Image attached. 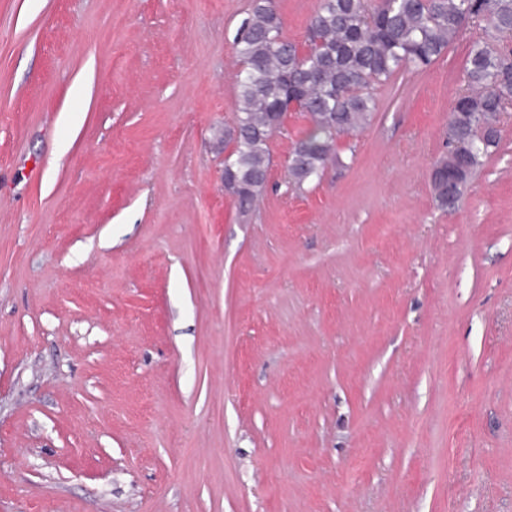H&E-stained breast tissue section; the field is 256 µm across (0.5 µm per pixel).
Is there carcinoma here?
Wrapping results in <instances>:
<instances>
[{"label": "carcinoma", "instance_id": "obj_1", "mask_svg": "<svg viewBox=\"0 0 512 512\" xmlns=\"http://www.w3.org/2000/svg\"><path fill=\"white\" fill-rule=\"evenodd\" d=\"M470 38L465 84L448 118V156L434 165L438 206L454 209L483 159L500 144L499 117L512 110V0H321L305 45L282 35L272 0H253L235 41L238 137L225 141L224 180L250 213L269 182V140L280 114L303 113L309 131L288 160L289 182L319 177L336 138L361 130L376 111L375 85L432 66L458 38Z\"/></svg>", "mask_w": 512, "mask_h": 512}]
</instances>
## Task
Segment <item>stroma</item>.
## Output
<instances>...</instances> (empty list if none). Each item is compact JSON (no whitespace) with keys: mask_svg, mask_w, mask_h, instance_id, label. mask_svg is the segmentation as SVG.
Returning a JSON list of instances; mask_svg holds the SVG:
<instances>
[{"mask_svg":"<svg viewBox=\"0 0 512 512\" xmlns=\"http://www.w3.org/2000/svg\"><path fill=\"white\" fill-rule=\"evenodd\" d=\"M250 4L0 0V512H512V113L440 209L457 41L240 214Z\"/></svg>","mask_w":512,"mask_h":512,"instance_id":"1","label":"stroma"}]
</instances>
